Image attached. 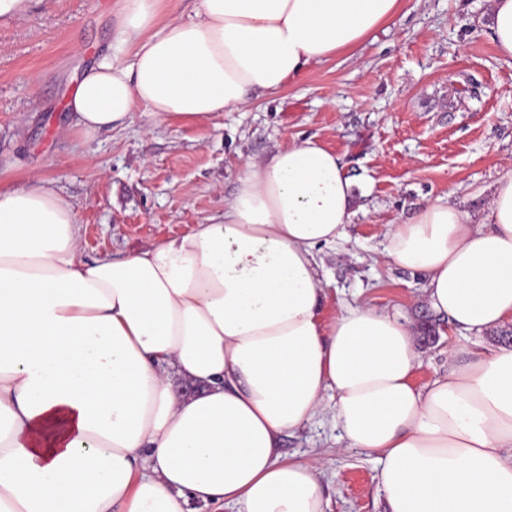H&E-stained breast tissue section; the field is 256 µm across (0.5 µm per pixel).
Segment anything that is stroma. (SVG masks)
I'll return each instance as SVG.
<instances>
[{
  "label": "stroma",
  "mask_w": 512,
  "mask_h": 512,
  "mask_svg": "<svg viewBox=\"0 0 512 512\" xmlns=\"http://www.w3.org/2000/svg\"><path fill=\"white\" fill-rule=\"evenodd\" d=\"M488 0H407L355 57L340 55L296 84L211 120L159 122L131 113L87 135L67 101L81 74L116 52V0H33L0 20V186L40 177L73 206L92 261L189 231L224 207L245 159L315 137L352 177L346 236L317 247L323 318L366 300L416 329L423 386L448 370L451 339L429 310L420 275L387 258V225L442 197L472 216L512 170V61L489 29ZM284 456L322 459L329 512H384L370 454L344 447L330 417L281 440Z\"/></svg>",
  "instance_id": "stroma-1"
}]
</instances>
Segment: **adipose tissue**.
<instances>
[{
    "label": "adipose tissue",
    "mask_w": 512,
    "mask_h": 512,
    "mask_svg": "<svg viewBox=\"0 0 512 512\" xmlns=\"http://www.w3.org/2000/svg\"><path fill=\"white\" fill-rule=\"evenodd\" d=\"M165 2L120 0L131 53L84 72L68 102L80 131L140 109L233 111L354 53L405 4L200 0L166 20ZM352 204L336 153L293 138L207 223L89 262L51 182L0 187V512H327L319 465L280 451L326 414L374 456L385 512H512V345L452 349L418 388L400 314L323 319L314 250L345 237ZM386 238L451 332L512 322V170L480 219L431 201Z\"/></svg>",
    "instance_id": "1"
}]
</instances>
